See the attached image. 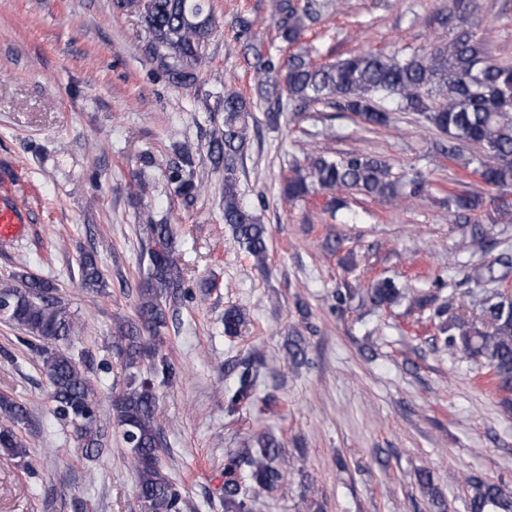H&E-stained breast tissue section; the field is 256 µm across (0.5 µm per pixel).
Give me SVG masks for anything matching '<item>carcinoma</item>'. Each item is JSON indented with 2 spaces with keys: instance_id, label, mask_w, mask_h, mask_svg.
Instances as JSON below:
<instances>
[{
  "instance_id": "obj_1",
  "label": "carcinoma",
  "mask_w": 512,
  "mask_h": 512,
  "mask_svg": "<svg viewBox=\"0 0 512 512\" xmlns=\"http://www.w3.org/2000/svg\"><path fill=\"white\" fill-rule=\"evenodd\" d=\"M471 5L472 0H456L448 13L436 16L438 25L449 28L446 41L405 56L366 49L332 62L314 60V46L305 42L329 7L326 0H271L277 38L288 51L284 57L271 53L253 21L241 14L236 17V40L253 71L255 95L224 90V129L210 141L207 152L215 163L224 164V223L256 264L264 266L268 259L267 228L240 202L234 171L250 146L249 119L260 106L273 124L286 110L304 112L315 106L349 112L376 127L387 125L391 112L413 114L448 136L442 155L451 159L459 147L471 149L466 167L498 191L489 204L502 223H512V63L488 56L469 25ZM137 6L149 35V53L174 82L194 81L218 23L210 0H137ZM193 166L187 151L168 166L174 193L186 200L201 190ZM290 169L282 188L284 201L302 200L321 190L328 196L325 211L332 215L344 206L346 195L407 201L421 196L426 186L421 174L395 176L386 161L361 152L339 158L310 152L294 160ZM482 205L477 194L448 192L450 219ZM142 223L149 242L148 264L138 288V320L118 325L128 374L123 389L112 396V423L126 450L138 496L149 512H184L186 501L162 460L166 441L157 423L155 381L170 372V365L145 343L144 333L156 335L167 327L170 304L179 298L187 272L175 257L170 225L158 224L148 214ZM79 271L84 290L100 292L106 287L95 256H81ZM13 278L20 285L0 284V323L22 331L21 343L35 354L50 384L51 414L71 429L86 458H97L108 444L97 414L98 391L82 361L60 347L73 337L77 322L51 281L28 272ZM406 297L420 309L435 306L433 318L439 322L442 344L483 359L491 385L512 394V296L497 292L484 299L474 320L462 312L452 292L441 300L380 278L366 289L363 302L380 310ZM250 323L246 308L232 305L224 310V335L241 336ZM264 367L259 353L227 365V371L236 375L235 384L224 392L228 411L253 400ZM27 418L22 400L0 394V450L22 461L28 449L20 429ZM253 440L251 447L224 462V512H249L247 501L277 488L292 467L274 435L264 432ZM243 472L250 480L248 487L241 484ZM466 484L468 512H512L511 490L476 476L466 477Z\"/></svg>"
}]
</instances>
